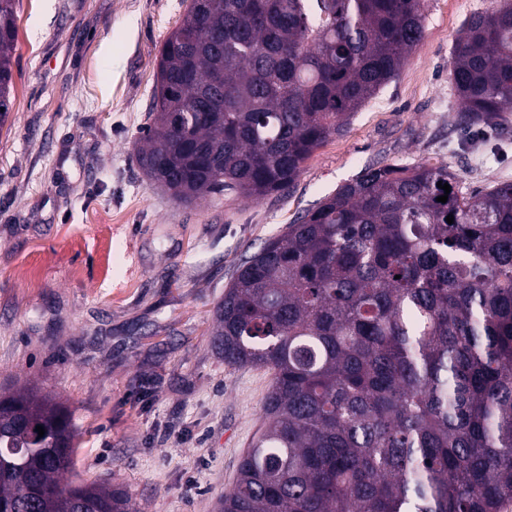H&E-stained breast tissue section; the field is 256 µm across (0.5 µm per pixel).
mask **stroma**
Returning a JSON list of instances; mask_svg holds the SVG:
<instances>
[{
  "instance_id": "1",
  "label": "stroma",
  "mask_w": 512,
  "mask_h": 512,
  "mask_svg": "<svg viewBox=\"0 0 512 512\" xmlns=\"http://www.w3.org/2000/svg\"><path fill=\"white\" fill-rule=\"evenodd\" d=\"M496 0H424V37L294 184L177 201L140 169L156 57L184 0H20L0 127V392L69 407L75 470L132 512H219L265 425L272 373L210 330L240 261L365 168L512 182V128L455 126L454 38Z\"/></svg>"
}]
</instances>
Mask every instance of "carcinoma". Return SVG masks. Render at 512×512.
<instances>
[{
  "label": "carcinoma",
  "mask_w": 512,
  "mask_h": 512,
  "mask_svg": "<svg viewBox=\"0 0 512 512\" xmlns=\"http://www.w3.org/2000/svg\"><path fill=\"white\" fill-rule=\"evenodd\" d=\"M18 4L0 0V125ZM423 37L424 0H188L141 168L185 203L282 191ZM450 76L458 125L512 122V0L464 23ZM211 336L225 363L273 372L221 512L512 505V182L365 169L241 261ZM77 437L53 399L1 395L0 512H130L116 489L61 483Z\"/></svg>",
  "instance_id": "carcinoma-1"
}]
</instances>
